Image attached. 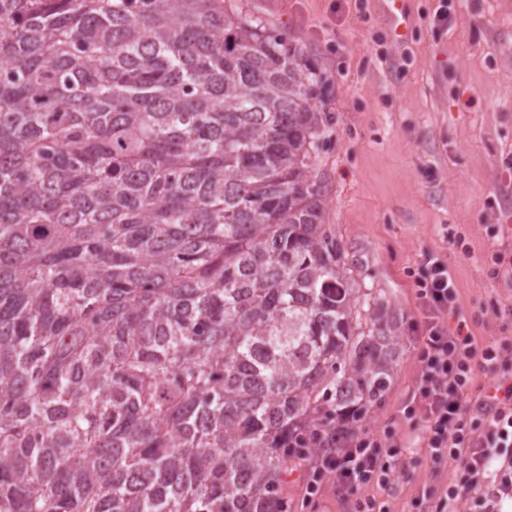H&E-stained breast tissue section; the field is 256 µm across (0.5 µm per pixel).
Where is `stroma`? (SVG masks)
Instances as JSON below:
<instances>
[{"mask_svg": "<svg viewBox=\"0 0 512 512\" xmlns=\"http://www.w3.org/2000/svg\"><path fill=\"white\" fill-rule=\"evenodd\" d=\"M319 61L332 115L314 159L326 185L325 223L366 254L367 284L402 318L401 354L384 400L360 433L390 430L405 446L407 476L377 492L388 512L415 506L423 484L442 489L453 465L432 472L421 424L404 414L418 374L421 310L413 270L421 252L447 257L456 317L477 346L512 345V281L492 278L512 260V0H406L395 39L385 0H243ZM448 9L452 22L438 20ZM460 236L449 244L447 232ZM308 462L289 468L292 512H352L333 484L306 499Z\"/></svg>", "mask_w": 512, "mask_h": 512, "instance_id": "obj_1", "label": "stroma"}]
</instances>
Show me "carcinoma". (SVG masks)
Wrapping results in <instances>:
<instances>
[{"instance_id": "1", "label": "carcinoma", "mask_w": 512, "mask_h": 512, "mask_svg": "<svg viewBox=\"0 0 512 512\" xmlns=\"http://www.w3.org/2000/svg\"><path fill=\"white\" fill-rule=\"evenodd\" d=\"M325 82L226 0H0V512H289L383 400Z\"/></svg>"}]
</instances>
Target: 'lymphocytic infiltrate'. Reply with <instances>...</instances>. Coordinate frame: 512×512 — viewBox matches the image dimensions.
Here are the masks:
<instances>
[{
    "mask_svg": "<svg viewBox=\"0 0 512 512\" xmlns=\"http://www.w3.org/2000/svg\"><path fill=\"white\" fill-rule=\"evenodd\" d=\"M422 312L418 341V376L407 418L419 419L433 467L454 462L452 481L442 494L421 490V500H435V512H457L460 502L475 512H504L512 502V351L495 343L476 346L462 328H449L456 312V288L448 260L420 254L414 279ZM481 368L493 380L486 398L467 397L470 375ZM404 446L390 434L358 436L315 463L309 492L332 479L345 495L357 498L358 512H375L368 488H392L404 463Z\"/></svg>",
    "mask_w": 512,
    "mask_h": 512,
    "instance_id": "lymphocytic-infiltrate-1",
    "label": "lymphocytic infiltrate"
}]
</instances>
